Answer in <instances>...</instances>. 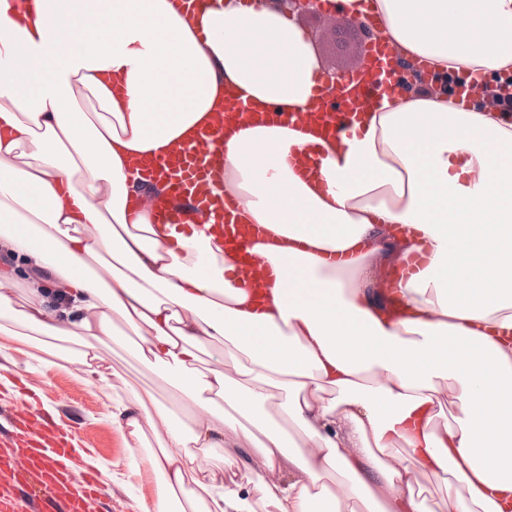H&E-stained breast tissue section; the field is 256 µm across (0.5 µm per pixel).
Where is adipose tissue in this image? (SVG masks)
I'll return each instance as SVG.
<instances>
[{
    "label": "adipose tissue",
    "instance_id": "adipose-tissue-1",
    "mask_svg": "<svg viewBox=\"0 0 512 512\" xmlns=\"http://www.w3.org/2000/svg\"><path fill=\"white\" fill-rule=\"evenodd\" d=\"M380 32L445 80L512 75V0H374ZM318 57L291 13L215 0H0V335L38 341L106 382L100 347L160 374L189 421L127 392L117 420L153 433L135 512H512V113L388 86L330 142L242 123L224 190L271 269L265 291L191 224H155L136 166L190 141L234 87L301 112ZM87 94L91 111L78 102ZM319 154V174L293 165ZM422 259L389 292L380 269ZM136 342H128V335ZM225 344L200 367L199 348ZM221 449L204 477L198 455Z\"/></svg>",
    "mask_w": 512,
    "mask_h": 512
}]
</instances>
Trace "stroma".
I'll return each instance as SVG.
<instances>
[{"label":"stroma","mask_w":512,"mask_h":512,"mask_svg":"<svg viewBox=\"0 0 512 512\" xmlns=\"http://www.w3.org/2000/svg\"><path fill=\"white\" fill-rule=\"evenodd\" d=\"M297 21L311 40L324 72L347 73L357 69L363 48L355 40H343L341 33L332 30L330 20L301 15ZM101 353L112 372V385L108 388L89 384L82 368L76 365L65 363L45 369L38 361L36 343L0 336V373L19 376L26 401L42 402L72 419L75 437L89 451L102 475L108 512H132L133 497L147 490L151 476L141 461L138 444L112 417V391L131 386L146 389L169 405L174 404L175 398L158 374L142 368L121 347H105Z\"/></svg>","instance_id":"stroma-1"}]
</instances>
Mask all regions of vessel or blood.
<instances>
[{
  "instance_id": "b4317fda",
  "label": "vessel or blood",
  "mask_w": 512,
  "mask_h": 512,
  "mask_svg": "<svg viewBox=\"0 0 512 512\" xmlns=\"http://www.w3.org/2000/svg\"><path fill=\"white\" fill-rule=\"evenodd\" d=\"M396 49L379 43L367 51L352 86L339 105H332L330 89H322L314 106L304 112L265 113V120L309 125L336 139L349 133L352 116L378 93L380 63ZM248 107H228L218 124L200 128L192 141L149 162L141 172L147 180L164 182L166 191L153 197L149 209L156 223L182 226L202 221L226 234L230 246L245 254L239 275L253 280L264 271V260L251 247L256 228L241 223L235 206L224 196L223 132L230 121L249 118ZM82 460L68 435L37 407L9 413L0 429V512H90L101 497L93 475L75 482Z\"/></svg>"
}]
</instances>
